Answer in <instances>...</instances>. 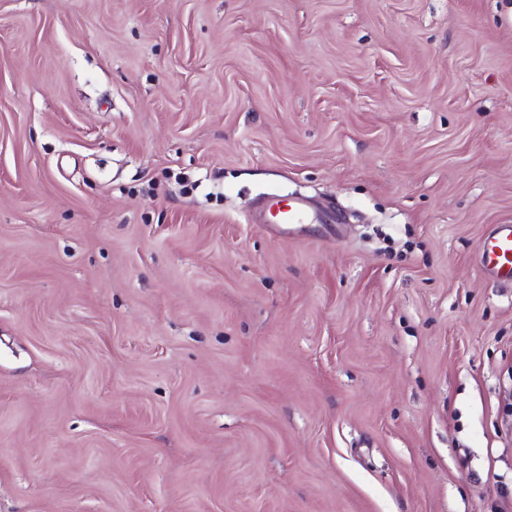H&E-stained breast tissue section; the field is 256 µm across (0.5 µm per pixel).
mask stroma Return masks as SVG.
Here are the masks:
<instances>
[{"mask_svg": "<svg viewBox=\"0 0 512 512\" xmlns=\"http://www.w3.org/2000/svg\"><path fill=\"white\" fill-rule=\"evenodd\" d=\"M496 224L512 0H0V512H512Z\"/></svg>", "mask_w": 512, "mask_h": 512, "instance_id": "35a3bbf8", "label": "stroma"}]
</instances>
